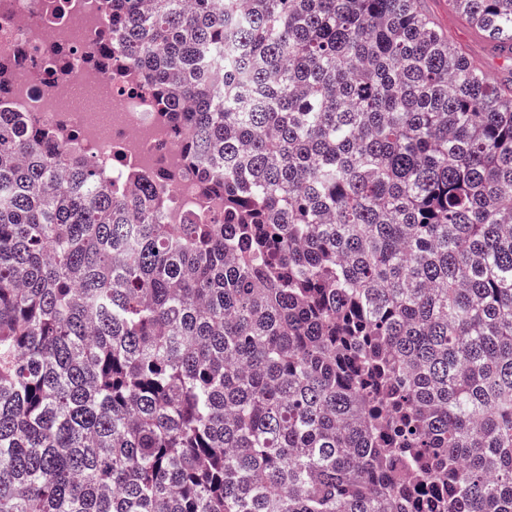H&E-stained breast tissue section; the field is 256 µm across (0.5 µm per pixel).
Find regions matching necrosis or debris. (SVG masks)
<instances>
[{"instance_id":"obj_1","label":"necrosis or debris","mask_w":512,"mask_h":512,"mask_svg":"<svg viewBox=\"0 0 512 512\" xmlns=\"http://www.w3.org/2000/svg\"><path fill=\"white\" fill-rule=\"evenodd\" d=\"M104 26L97 0H66L54 11L47 0H0V57L14 70L0 91V110L42 130H70L81 154L112 183L129 188L151 176L171 201L162 223L221 213L200 194L196 167L159 120L154 98L115 87L108 71L92 64Z\"/></svg>"}]
</instances>
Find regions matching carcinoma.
<instances>
[{"label": "carcinoma", "instance_id": "obj_1", "mask_svg": "<svg viewBox=\"0 0 512 512\" xmlns=\"http://www.w3.org/2000/svg\"><path fill=\"white\" fill-rule=\"evenodd\" d=\"M103 2L224 213L0 111V512H512V81L421 0Z\"/></svg>", "mask_w": 512, "mask_h": 512}]
</instances>
